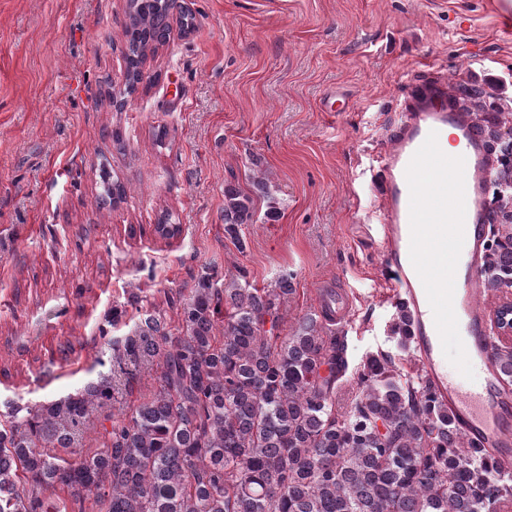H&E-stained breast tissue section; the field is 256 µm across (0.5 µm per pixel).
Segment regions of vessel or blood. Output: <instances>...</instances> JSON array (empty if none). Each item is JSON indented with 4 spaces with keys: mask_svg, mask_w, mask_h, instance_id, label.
<instances>
[{
    "mask_svg": "<svg viewBox=\"0 0 512 512\" xmlns=\"http://www.w3.org/2000/svg\"><path fill=\"white\" fill-rule=\"evenodd\" d=\"M422 92L382 161L386 258L395 300L406 304L417 360L467 434L512 478V387L500 378L497 338L476 298L486 244L493 161L467 113ZM458 150H442L447 141ZM483 380L469 386L472 373Z\"/></svg>",
    "mask_w": 512,
    "mask_h": 512,
    "instance_id": "obj_1",
    "label": "vessel or blood"
}]
</instances>
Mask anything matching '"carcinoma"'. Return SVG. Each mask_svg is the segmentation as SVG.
Here are the masks:
<instances>
[{"label":"carcinoma","instance_id":"1","mask_svg":"<svg viewBox=\"0 0 512 512\" xmlns=\"http://www.w3.org/2000/svg\"><path fill=\"white\" fill-rule=\"evenodd\" d=\"M173 2L135 0L131 81L139 56L166 39ZM253 216L252 198L226 184L224 231L239 240ZM488 251L485 281L512 286L511 224L492 225ZM292 292L286 275L270 289L205 275L180 304V335L141 318L124 352L163 358L160 387L112 418L89 457L49 449L71 447L91 405L110 398L105 378L0 421V512H501L512 503V480L394 355H366L350 408L336 411L347 336L327 335L313 317L278 335L279 303ZM392 333L409 347L401 309ZM496 359L512 383V347Z\"/></svg>","mask_w":512,"mask_h":512}]
</instances>
